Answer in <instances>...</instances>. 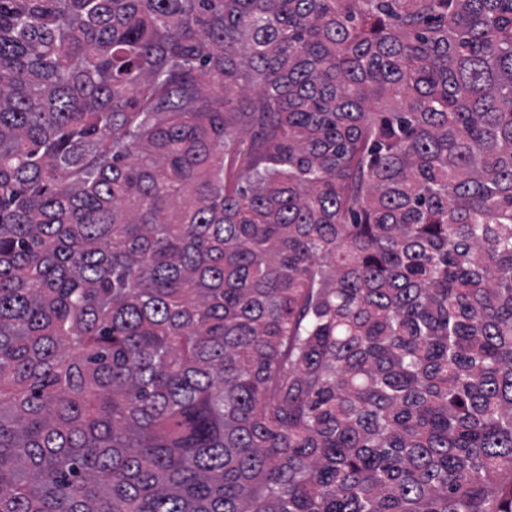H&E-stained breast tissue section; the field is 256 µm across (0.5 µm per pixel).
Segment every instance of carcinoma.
I'll list each match as a JSON object with an SVG mask.
<instances>
[{
    "mask_svg": "<svg viewBox=\"0 0 512 512\" xmlns=\"http://www.w3.org/2000/svg\"><path fill=\"white\" fill-rule=\"evenodd\" d=\"M0 512H512V0H0Z\"/></svg>",
    "mask_w": 512,
    "mask_h": 512,
    "instance_id": "1",
    "label": "carcinoma"
}]
</instances>
